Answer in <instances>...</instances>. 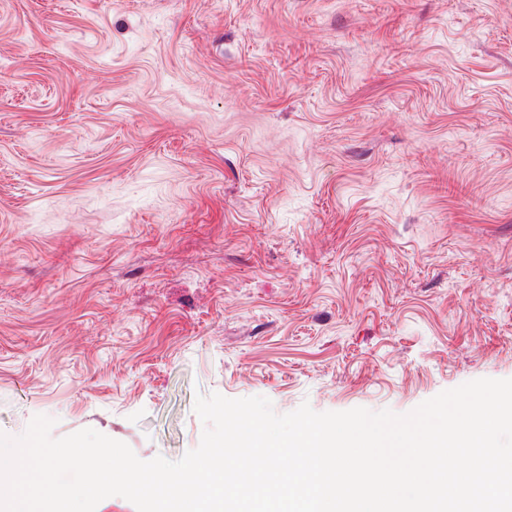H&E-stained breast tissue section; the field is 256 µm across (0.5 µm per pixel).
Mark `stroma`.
Instances as JSON below:
<instances>
[{"label":"stroma","instance_id":"obj_1","mask_svg":"<svg viewBox=\"0 0 512 512\" xmlns=\"http://www.w3.org/2000/svg\"><path fill=\"white\" fill-rule=\"evenodd\" d=\"M512 378V0H0V432L180 459L196 395Z\"/></svg>","mask_w":512,"mask_h":512}]
</instances>
